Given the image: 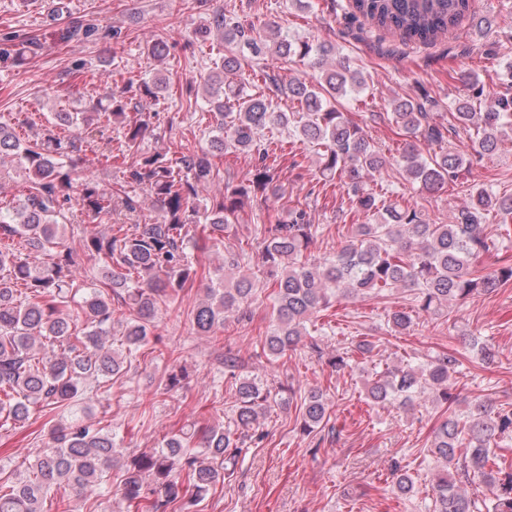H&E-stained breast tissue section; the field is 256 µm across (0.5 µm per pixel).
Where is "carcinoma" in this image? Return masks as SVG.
Returning <instances> with one entry per match:
<instances>
[{"label":"carcinoma","instance_id":"1","mask_svg":"<svg viewBox=\"0 0 512 512\" xmlns=\"http://www.w3.org/2000/svg\"><path fill=\"white\" fill-rule=\"evenodd\" d=\"M368 23L401 42L430 44L467 18L476 34L494 32L495 20L472 10L471 0H353ZM196 38L216 35L224 40V56L205 81L206 103L217 118V135L200 150L164 154L139 152L149 121L127 120V102L110 94L108 104L92 112H55L53 126H67V140L52 130L22 141L0 123V165L10 161L26 174L27 193L16 206H0V428L27 421L35 410L51 414L66 410L82 397L112 400V386L103 378H120L141 350L159 343L160 311L175 304L184 290L206 280L204 299L191 311L193 329L213 343L224 340V314L247 317L259 298L258 288L272 289L273 323L263 351L282 357L306 339L311 317L334 305L339 297L385 296L399 288L412 291L409 310L388 315L392 331L405 333L414 318L436 316L478 291L512 280V264L481 274L475 262L490 249L487 221H512V194L483 184L467 185L470 201L450 224H437L414 206L388 203L369 185L375 175L398 165L419 189L438 193L459 186L480 160L512 138V93L506 91L485 107L484 86L477 75L460 80L467 94L449 104L457 125L470 133L471 154L465 157L442 147L448 128L433 121L424 103L396 98L390 122L402 136L399 155L388 156L371 142L364 129L336 108V102L367 88L368 79L340 59L329 64L336 47L292 35L279 25H244L230 11L217 9ZM255 57L289 59L312 70V76L283 81L265 68L256 74L261 91L254 94L229 79L241 69L233 46ZM168 79L157 72L140 85L143 95L166 91ZM296 101L294 112L274 103ZM124 124L120 149L126 180L103 189L91 173L81 176L67 166L69 154L85 146L99 148L103 129ZM269 126L291 127L299 141L312 148L319 163L318 183L339 179L351 209L365 217L348 243L315 262L305 256L323 231L298 208L288 222L261 226V245L252 271H241L244 255L229 251L224 262L210 267L191 257L224 245V231L238 222L245 206L277 189V168L258 134ZM254 156L249 178L224 181V189L199 210L198 189L214 179L212 158L224 148ZM144 192L156 209L150 222L119 224L103 232L81 225L79 248L67 243L66 226L78 215L105 218L140 208ZM25 241L43 255L32 263L18 256L14 240ZM100 275V285L87 291L80 281L85 264ZM375 342L365 336L337 352L328 363L348 367L353 354L372 357ZM457 359L439 354L422 365L401 360L386 371L367 375L365 397L374 405L407 408L416 399L451 406L456 400L453 374ZM224 377L234 380L237 403L227 426L187 424L166 435L158 449L129 454L117 434L97 422L74 417L46 421L49 439L32 462L9 472L0 466V512H44L51 493L68 486L106 495L109 469L123 470L117 491L127 512H194L199 498L234 472L242 445L262 441L255 425L260 414L277 402L271 391L245 372L241 357L224 351ZM329 404L324 393L311 389L301 397L300 432L310 436L324 427ZM512 436V408L480 400L466 417L453 411L435 430L427 452L440 467L432 484V512H512V462L497 459L491 444ZM389 477L403 495L413 481L398 462ZM484 485L491 496L478 502L467 485Z\"/></svg>","mask_w":512,"mask_h":512}]
</instances>
